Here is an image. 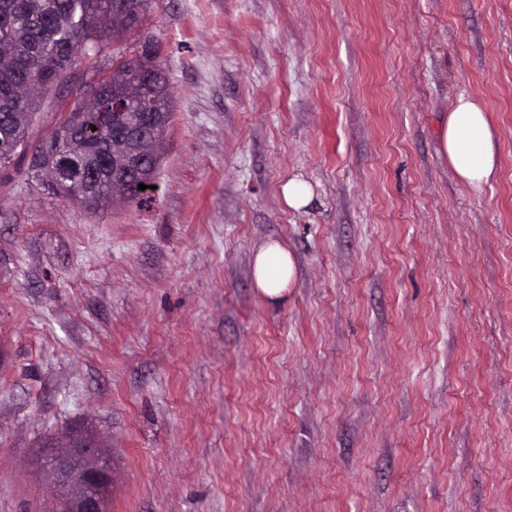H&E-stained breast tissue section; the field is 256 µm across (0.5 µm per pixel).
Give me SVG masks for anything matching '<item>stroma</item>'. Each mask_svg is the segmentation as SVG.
<instances>
[{
    "instance_id": "obj_1",
    "label": "stroma",
    "mask_w": 512,
    "mask_h": 512,
    "mask_svg": "<svg viewBox=\"0 0 512 512\" xmlns=\"http://www.w3.org/2000/svg\"><path fill=\"white\" fill-rule=\"evenodd\" d=\"M147 41L174 100L141 204L0 169V512H54L83 422L109 512H512V0H154ZM462 93L479 192L438 151ZM440 152L453 166L461 183L481 191L496 175L498 153L495 136L483 104L460 94L438 122ZM282 195L288 207L299 210L309 204L313 191L306 181L295 176L282 186ZM294 257L277 240H268L255 254L252 277L258 293L269 300L282 299L296 279Z\"/></svg>"
}]
</instances>
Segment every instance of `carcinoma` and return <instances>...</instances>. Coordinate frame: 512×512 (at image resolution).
Returning <instances> with one entry per match:
<instances>
[{
	"label": "carcinoma",
	"mask_w": 512,
	"mask_h": 512,
	"mask_svg": "<svg viewBox=\"0 0 512 512\" xmlns=\"http://www.w3.org/2000/svg\"><path fill=\"white\" fill-rule=\"evenodd\" d=\"M151 2L0 0V168L28 154V177L52 194L79 201L93 211L131 203L142 194L139 184H152L156 166L149 163L139 171H126L123 147L113 140L112 127L101 120L114 94L134 106L157 99L155 124L139 149L151 161L161 159L173 92L156 63L155 47L146 42L132 58L118 53L101 59L107 46L141 27ZM78 60L92 74L112 68L110 86L82 84L70 118L58 121L48 135L30 146L29 132L45 101L63 114L61 100ZM64 158L74 162V169L70 180L54 186L50 179ZM88 432L87 426L74 425L49 447L68 448L75 436Z\"/></svg>",
	"instance_id": "1"
}]
</instances>
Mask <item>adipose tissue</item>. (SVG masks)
Returning a JSON list of instances; mask_svg holds the SVG:
<instances>
[{"instance_id": "1", "label": "adipose tissue", "mask_w": 512, "mask_h": 512, "mask_svg": "<svg viewBox=\"0 0 512 512\" xmlns=\"http://www.w3.org/2000/svg\"><path fill=\"white\" fill-rule=\"evenodd\" d=\"M437 135L440 151L461 183L475 192L490 183L498 169V153L489 115L480 101L459 95L440 118ZM296 275L292 253L277 240H268L253 258L255 287L270 300L282 299Z\"/></svg>"}]
</instances>
